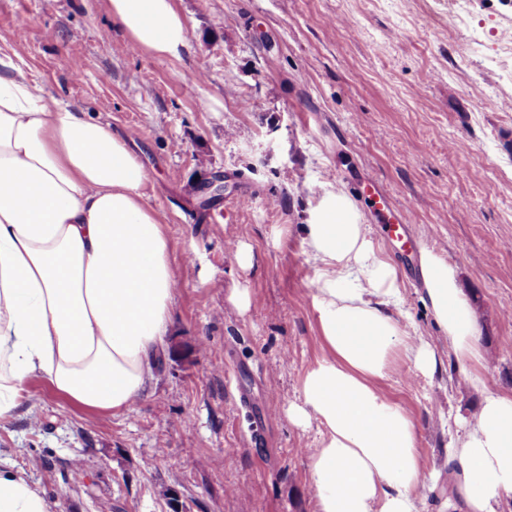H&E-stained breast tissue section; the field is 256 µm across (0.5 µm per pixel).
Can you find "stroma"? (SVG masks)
Listing matches in <instances>:
<instances>
[{"mask_svg":"<svg viewBox=\"0 0 512 512\" xmlns=\"http://www.w3.org/2000/svg\"><path fill=\"white\" fill-rule=\"evenodd\" d=\"M175 4L189 34L178 59L133 47L106 0H0V47L44 93L132 137L178 276L142 396L112 415L31 378L28 409L0 423V465L55 512H172L173 495L182 512H316L320 428L287 409L325 354L302 226L337 189L396 267L404 322L437 354L434 374L402 362L379 387L439 474L421 512H442L460 421L485 393L512 396V0ZM216 175L224 196L203 203ZM399 207L422 250L456 267L482 365L457 364L420 252L387 235Z\"/></svg>","mask_w":512,"mask_h":512,"instance_id":"35a3bbf8","label":"stroma"}]
</instances>
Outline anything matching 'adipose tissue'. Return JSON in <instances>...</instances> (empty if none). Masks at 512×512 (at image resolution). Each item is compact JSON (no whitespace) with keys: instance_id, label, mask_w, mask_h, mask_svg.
<instances>
[{"instance_id":"adipose-tissue-1","label":"adipose tissue","mask_w":512,"mask_h":512,"mask_svg":"<svg viewBox=\"0 0 512 512\" xmlns=\"http://www.w3.org/2000/svg\"><path fill=\"white\" fill-rule=\"evenodd\" d=\"M134 47L172 58L188 47L175 0H107ZM147 174L110 125L44 94L0 52V423L45 378L72 402L127 410L145 389L171 322V246L144 201ZM318 266L326 356L289 404L318 423L308 462L316 512H420L426 482L412 416L379 389L397 361L437 369L430 346L393 315L401 282L376 251L356 203L322 193L304 226ZM432 314L460 365L481 360L479 322L445 258L423 251ZM466 512L512 498V397L487 394L450 449ZM0 512H51L21 472L0 468Z\"/></svg>"}]
</instances>
